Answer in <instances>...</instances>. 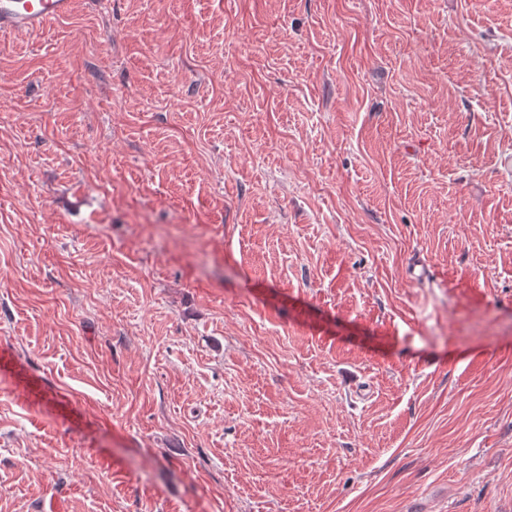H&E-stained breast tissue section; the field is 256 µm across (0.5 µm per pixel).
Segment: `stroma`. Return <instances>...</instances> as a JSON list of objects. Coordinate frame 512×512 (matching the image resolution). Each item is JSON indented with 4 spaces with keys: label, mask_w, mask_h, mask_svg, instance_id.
Segmentation results:
<instances>
[{
    "label": "stroma",
    "mask_w": 512,
    "mask_h": 512,
    "mask_svg": "<svg viewBox=\"0 0 512 512\" xmlns=\"http://www.w3.org/2000/svg\"><path fill=\"white\" fill-rule=\"evenodd\" d=\"M510 156L512 0L0 36V512H512Z\"/></svg>",
    "instance_id": "35a3bbf8"
}]
</instances>
